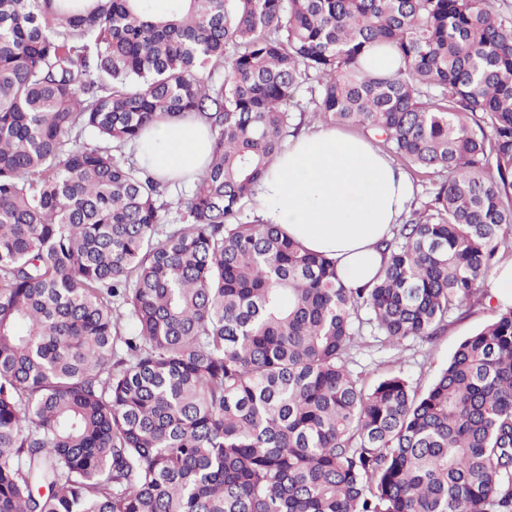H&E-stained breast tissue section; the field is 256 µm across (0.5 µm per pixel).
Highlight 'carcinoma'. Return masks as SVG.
Returning <instances> with one entry per match:
<instances>
[{
  "label": "carcinoma",
  "mask_w": 512,
  "mask_h": 512,
  "mask_svg": "<svg viewBox=\"0 0 512 512\" xmlns=\"http://www.w3.org/2000/svg\"><path fill=\"white\" fill-rule=\"evenodd\" d=\"M185 116L213 146L182 193L124 148ZM309 116L442 177L370 287L243 218ZM504 252L493 0H0V512H512V306L423 391L349 369L366 325L435 340Z\"/></svg>",
  "instance_id": "1"
}]
</instances>
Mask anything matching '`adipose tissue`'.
Here are the masks:
<instances>
[{
	"mask_svg": "<svg viewBox=\"0 0 512 512\" xmlns=\"http://www.w3.org/2000/svg\"><path fill=\"white\" fill-rule=\"evenodd\" d=\"M150 169L160 176H196L210 154L208 129L192 118L148 130ZM414 193L407 175L366 138L317 127L298 139L255 188L259 213L284 226L306 249L330 254L351 288L370 283Z\"/></svg>",
	"mask_w": 512,
	"mask_h": 512,
	"instance_id": "adipose-tissue-1",
	"label": "adipose tissue"
}]
</instances>
